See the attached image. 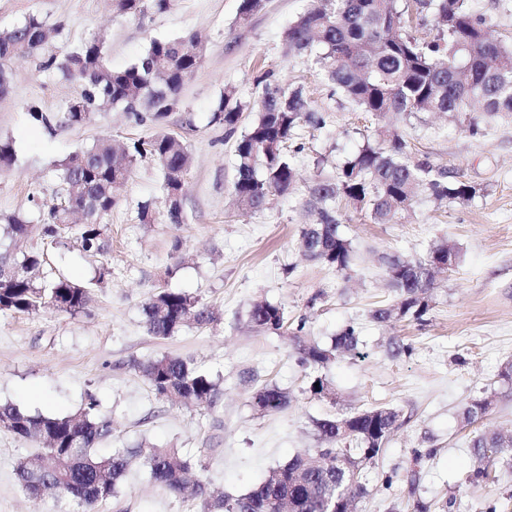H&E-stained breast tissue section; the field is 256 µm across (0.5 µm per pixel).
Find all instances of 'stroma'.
<instances>
[{"label":"stroma","instance_id":"1","mask_svg":"<svg viewBox=\"0 0 512 512\" xmlns=\"http://www.w3.org/2000/svg\"><path fill=\"white\" fill-rule=\"evenodd\" d=\"M240 0H175L164 14L130 18L113 13L110 0H0V27L36 13L63 24L58 47L101 36L113 67L134 62L150 39L198 33L203 55L185 81L177 108L162 123H136L119 109L97 113L81 126L33 122L29 105L62 114L76 84L35 71L25 58L11 62V82L0 95V138L12 139L11 169L0 172V214L33 217L29 247L44 254L40 277L96 284L86 313L46 307L32 313L0 312V404L29 414L64 415L83 407L88 395L112 420L100 453L147 442L174 447L204 461L214 488L246 494L270 470L307 448L321 447L313 422L358 409L391 407L402 416L381 456L366 464L367 491L356 512H411L414 499L439 503L456 497L459 512H482L496 497L512 512V473L491 470L487 483L472 485L469 439L485 430L512 433V388L499 377L512 362V122L488 124L471 134L448 115L421 113L401 123L411 156L428 158L459 180L478 187L468 202L421 194L411 216L376 224L349 207L337 216L356 249L344 273L308 260L299 231L312 217L303 209L307 188L363 145L381 118L357 110L311 65L287 53L284 33L307 0H265L248 23H238ZM273 70L286 89L302 88L310 108L326 117L321 129L298 132L301 152L292 157L294 190L261 212L233 210L234 138L210 124V110L224 88L245 103L258 97L259 68ZM180 134L192 156L182 197L184 221L168 223L157 164L142 160L117 192V204L101 224L107 249L92 255L69 233L43 237L38 216L61 188L54 167L71 152L100 138L130 143L158 131ZM151 202L153 219L139 218ZM450 239L462 251L459 266L440 277L424 325L370 317L377 302L391 299L379 258L394 253L417 258ZM187 293L217 314L212 325L187 327L160 339L145 326L143 308L159 289ZM282 304L288 319L305 318V337L330 344L347 323L360 328L358 357L322 371L334 388L317 397L307 390L303 366L290 336L254 330L247 312L254 301ZM412 348L410 357L388 356L390 339ZM168 354L189 360L219 379L223 398L213 410H190L158 400L139 366ZM268 382L288 394L275 413L255 409L252 397ZM492 395L486 415L472 425L459 417L480 392ZM36 442L0 431V512H54L53 500H32L15 475L17 459ZM418 448L431 458L415 461ZM96 512H200L154 486L142 467L124 478L119 496Z\"/></svg>","mask_w":512,"mask_h":512}]
</instances>
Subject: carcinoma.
Here are the masks:
<instances>
[{
  "label": "carcinoma",
  "mask_w": 512,
  "mask_h": 512,
  "mask_svg": "<svg viewBox=\"0 0 512 512\" xmlns=\"http://www.w3.org/2000/svg\"><path fill=\"white\" fill-rule=\"evenodd\" d=\"M171 2L111 0L113 12L134 18L165 13ZM429 6L435 34L421 39L409 32V4L404 0H308L306 10L285 31L284 41L289 52L311 57L320 74L361 112L389 119L448 112L473 134L479 133L482 122L512 118V42L489 32L485 16L472 0H429ZM263 7L264 0H241L238 22L247 23ZM62 30V24L50 25L37 14L0 29V95L9 88L8 63L17 56H31L38 70L80 83L63 112L66 123L83 125L93 114L112 108L141 122V112L146 110L154 121L162 122L176 106L185 80L198 67L192 50L200 43L191 32L153 39L133 64L116 69L97 36L69 50L46 51L49 39ZM256 84L260 87L258 117L236 140L233 184L237 201L255 212L294 189L290 149L296 129L303 124L316 129L326 125L325 118L310 109L303 90L285 91L273 71H260ZM245 108L228 87L211 108L210 123L232 136ZM148 157L160 166L167 194L191 165L187 142L168 132L118 148L102 138L56 164L55 177L65 185L74 208L86 213V223L75 227L84 251L100 254L105 250L98 218L116 206L114 188ZM423 192L464 202L476 195L477 188L426 158L409 156L403 136L385 125L338 166L336 179L313 181L307 206L316 220L301 228L300 242L311 260L343 272L352 264L354 247L339 230L336 204L343 201L376 224H394L409 215ZM0 220L18 246L17 252L0 256V311L29 313L47 305L70 315L86 311L92 301L90 286L65 277L45 284L38 281L42 255L26 248L32 233L27 217L13 214ZM42 224L43 236L58 237L69 225L67 210L48 209ZM440 257L457 266L459 247L443 240L416 259L382 255L380 262L394 299L377 303L370 311L372 320L425 323ZM144 314L147 331L159 338L215 321L207 305L169 289L154 294ZM248 321L259 332L288 330L299 360L314 369L359 350L355 324L345 325L330 347H322L302 338L305 319L290 321L282 306L266 300L252 303ZM139 369L162 401L212 410L221 399L218 381L181 357L162 355ZM287 402L286 392L272 382L253 395L254 407L263 413L281 411ZM490 404L484 394L471 398L461 409V419L468 425L476 422ZM399 420L397 410L384 407L318 419V437L329 447L294 455L247 494L229 498L212 491L207 478L192 477L206 471V466L175 448L140 443L96 454L97 445L112 433V421L99 412L93 396L83 408L67 415H30L13 404H0L1 430L42 443L36 452L16 461L15 474L23 493L31 498L53 478L55 486L44 495H53L72 512H95L98 505L116 497L121 479L134 465L146 468L152 483L172 498L200 502L201 512H350L352 501L366 493L363 461L384 451ZM470 448L473 464L468 483L485 482L491 466L512 472V443H505L501 434L478 433L470 440Z\"/></svg>",
  "instance_id": "1"
}]
</instances>
